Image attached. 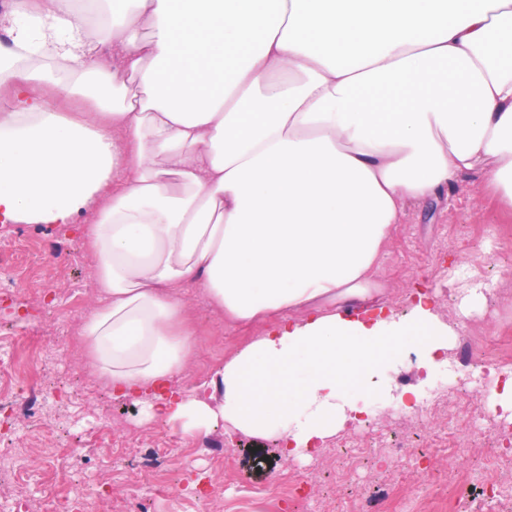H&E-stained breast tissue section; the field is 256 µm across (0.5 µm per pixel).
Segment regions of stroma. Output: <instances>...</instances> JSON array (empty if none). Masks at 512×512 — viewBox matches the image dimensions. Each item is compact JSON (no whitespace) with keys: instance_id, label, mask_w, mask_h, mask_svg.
Returning a JSON list of instances; mask_svg holds the SVG:
<instances>
[{"instance_id":"35a3bbf8","label":"stroma","mask_w":512,"mask_h":512,"mask_svg":"<svg viewBox=\"0 0 512 512\" xmlns=\"http://www.w3.org/2000/svg\"><path fill=\"white\" fill-rule=\"evenodd\" d=\"M86 211L79 224L0 223V370L14 354L46 346L55 359L35 380L0 387V453L25 449V477L0 478V512H44L45 483L59 488L82 486L93 512H127L130 498H149L153 512H194L193 492L206 478L218 494L212 512H356L360 500L375 491L391 496L426 494L428 512H512V416L492 436L466 425V415L483 406L488 388L474 383L460 401L445 403L423 420L387 410L371 423L350 428L329 439L363 451L361 464L350 474L328 472L325 450L302 462L285 458L274 440L216 432L219 444L207 447L202 436L182 435L177 427L146 424L132 400L113 396L88 368L79 337L87 314L98 305L96 269L81 232L94 223ZM459 273L492 281L484 306L460 311V296H449L448 276ZM385 287V302L405 309L416 286L438 295L441 315L459 329L474 326L482 335L512 331V211L482 190L478 174L449 186L438 202L409 205L395 225L385 254L375 270ZM184 303L198 332L199 349L177 383L190 387L211 378L225 356L257 335V324L232 322L211 308L194 288L185 289ZM54 391L70 422L33 423L27 433L11 429L17 405L31 391ZM110 432H95L100 417ZM411 435L423 448L421 462L379 457V441L392 434ZM177 444L159 476L167 492L155 496L136 456L138 447ZM224 469L213 466L216 457ZM493 467L501 489L493 495L479 475ZM300 479L301 490L287 494L282 476Z\"/></svg>"}]
</instances>
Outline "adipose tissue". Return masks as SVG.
Wrapping results in <instances>:
<instances>
[{"instance_id": "1", "label": "adipose tissue", "mask_w": 512, "mask_h": 512, "mask_svg": "<svg viewBox=\"0 0 512 512\" xmlns=\"http://www.w3.org/2000/svg\"><path fill=\"white\" fill-rule=\"evenodd\" d=\"M18 0L0 16V221L84 231L92 368L146 421L307 458L408 412L454 330L371 275L405 205L462 173L512 204V0ZM87 99L104 122L34 92ZM266 328L209 381L180 291Z\"/></svg>"}]
</instances>
